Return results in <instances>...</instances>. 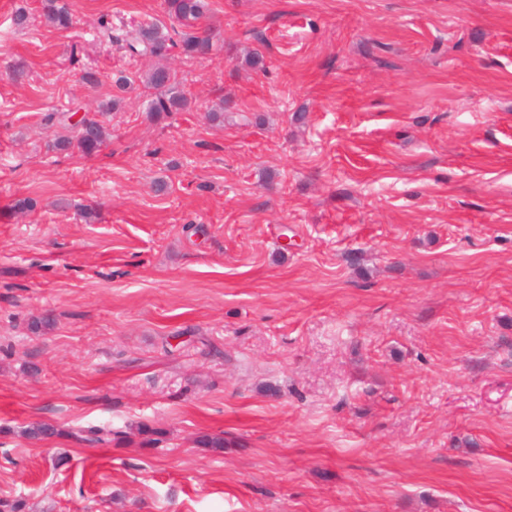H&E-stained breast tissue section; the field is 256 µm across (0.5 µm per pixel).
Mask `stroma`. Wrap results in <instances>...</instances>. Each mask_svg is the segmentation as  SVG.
<instances>
[{
  "instance_id": "1",
  "label": "stroma",
  "mask_w": 512,
  "mask_h": 512,
  "mask_svg": "<svg viewBox=\"0 0 512 512\" xmlns=\"http://www.w3.org/2000/svg\"><path fill=\"white\" fill-rule=\"evenodd\" d=\"M65 2L0 0V499L512 512V0H207L203 60L100 40L165 0ZM158 63L163 119L115 84ZM60 0H45V17L50 23H53L60 29H68L73 18L66 4L59 3ZM140 82L143 89L151 95L148 112L157 118L187 107L188 98L180 87L176 71L157 67L147 73ZM99 115L93 114L86 115L82 118L86 130H76L75 126L68 123L75 129V142L77 148L85 155H92L98 152L106 138V128L104 121L98 118Z\"/></svg>"
}]
</instances>
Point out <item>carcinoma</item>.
Returning a JSON list of instances; mask_svg holds the SVG:
<instances>
[{
    "label": "carcinoma",
    "mask_w": 512,
    "mask_h": 512,
    "mask_svg": "<svg viewBox=\"0 0 512 512\" xmlns=\"http://www.w3.org/2000/svg\"><path fill=\"white\" fill-rule=\"evenodd\" d=\"M168 15L177 22L175 26L162 23L141 26L136 36L127 41L128 51L135 55L149 54L163 57L174 47L189 59H203L213 50L211 30H198L200 20L205 15V0H167ZM45 17L60 29H67L73 23L72 14L59 0H45ZM144 90L151 95L149 112L160 118L172 112L183 110L188 105V98L180 87L176 72L157 67L141 79ZM86 130L76 131L75 140L57 139L53 147L66 151L75 145L85 155L98 152L106 138L104 121L98 115L87 114L82 118ZM22 434L29 440L42 441L59 434L58 429L50 423L38 422L28 425ZM76 441L95 445L112 441V430L106 428L81 431L75 435Z\"/></svg>",
    "instance_id": "cac0c4a2"
}]
</instances>
